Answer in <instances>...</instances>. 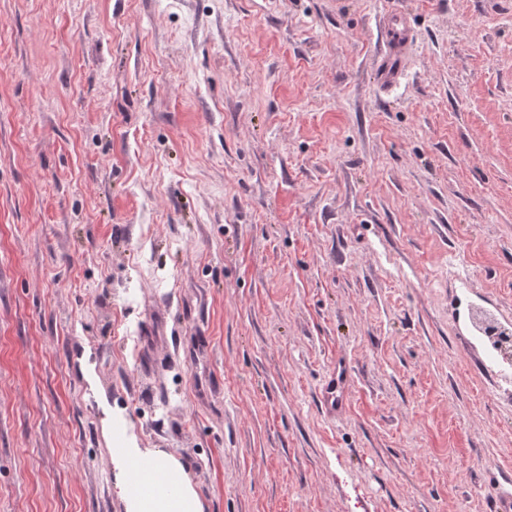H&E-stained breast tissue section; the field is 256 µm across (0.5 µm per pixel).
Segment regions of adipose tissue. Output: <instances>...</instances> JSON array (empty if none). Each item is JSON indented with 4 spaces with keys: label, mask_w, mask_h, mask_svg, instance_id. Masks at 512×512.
Returning <instances> with one entry per match:
<instances>
[{
    "label": "adipose tissue",
    "mask_w": 512,
    "mask_h": 512,
    "mask_svg": "<svg viewBox=\"0 0 512 512\" xmlns=\"http://www.w3.org/2000/svg\"><path fill=\"white\" fill-rule=\"evenodd\" d=\"M145 454L141 449L128 447L112 455L114 489L125 505V512H204L203 505L186 479L181 465L158 449L146 455L155 462L164 464L173 474L174 480L170 490L147 495L134 494L129 478L128 462Z\"/></svg>",
    "instance_id": "1"
}]
</instances>
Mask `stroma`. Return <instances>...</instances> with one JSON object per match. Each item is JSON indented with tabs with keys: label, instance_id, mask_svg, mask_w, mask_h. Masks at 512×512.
Segmentation results:
<instances>
[{
	"label": "stroma",
	"instance_id": "35a3bbf8",
	"mask_svg": "<svg viewBox=\"0 0 512 512\" xmlns=\"http://www.w3.org/2000/svg\"><path fill=\"white\" fill-rule=\"evenodd\" d=\"M475 309L512 330V0H0V512H125L118 432L205 512H487ZM383 51L379 56V77L385 83L395 82L402 73L411 31L404 15L391 13L378 21Z\"/></svg>",
	"mask_w": 512,
	"mask_h": 512
}]
</instances>
